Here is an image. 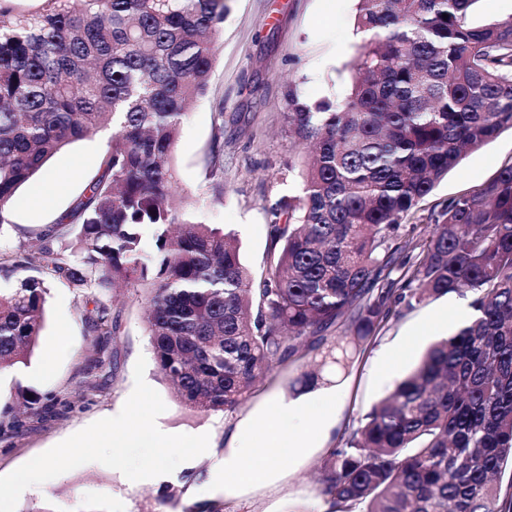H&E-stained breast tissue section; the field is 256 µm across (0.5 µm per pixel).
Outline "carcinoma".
<instances>
[{"mask_svg":"<svg viewBox=\"0 0 512 512\" xmlns=\"http://www.w3.org/2000/svg\"><path fill=\"white\" fill-rule=\"evenodd\" d=\"M476 0H358L342 104L287 99L302 195L281 199L260 280L235 237L173 195V152L204 96L226 0H0V228L15 193L69 145L112 130L99 171L49 232L0 256V372L38 346L48 285L144 295L159 372L184 404L234 411L286 363L398 304L473 293L322 466L329 512H512V165L448 200L428 236L403 220L467 152L512 129V20L474 27ZM448 18H443V15ZM151 232L153 258L146 257ZM399 278H391L393 271ZM101 300L83 318L108 327Z\"/></svg>","mask_w":512,"mask_h":512,"instance_id":"carcinoma-1","label":"carcinoma"}]
</instances>
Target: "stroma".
Returning a JSON list of instances; mask_svg holds the SVG:
<instances>
[{"label": "stroma", "instance_id": "stroma-1", "mask_svg": "<svg viewBox=\"0 0 512 512\" xmlns=\"http://www.w3.org/2000/svg\"><path fill=\"white\" fill-rule=\"evenodd\" d=\"M217 38V60L207 95L184 120L174 149V189L197 221L218 224L236 234L240 257L253 276L267 268L272 250L271 210L282 198L300 195L302 152L285 119L286 98L295 93L315 104L341 103L350 84V66L360 35L354 29L357 0H227ZM223 112L216 125L215 112ZM104 146L98 138L73 143L48 163L59 188L44 190V177L16 193L10 223L0 234V251L26 230H44L82 193L97 172ZM224 166V196L214 201L206 181L212 159ZM512 165V129H506L463 160L407 217L417 233L429 230L448 200L490 181ZM471 292L448 296L403 311L363 349H353L345 365L325 363L321 353L308 362L277 368L256 384L241 409L205 414L182 404L160 375L149 344L144 300L117 289L109 302L114 332L102 334L81 312L93 308V295L53 283L38 346L27 365L0 373V476L7 475L93 422L120 412L134 388V366L145 359V381L166 405L158 424L177 433H207L211 455L237 444L247 424L271 400L295 407L339 393L330 437L282 473L272 484L239 497L209 491L204 479L210 457L178 468L166 483L133 486L121 472L97 462L83 464L42 484L40 493L21 495L16 512L43 502L55 512H190L209 503L223 512H328L319 493L317 469L362 413L384 396L416 362L431 339L469 317ZM70 343L67 354L50 357L58 335ZM322 379L309 390L300 380L307 369ZM39 397L38 413L25 412Z\"/></svg>", "mask_w": 512, "mask_h": 512}]
</instances>
